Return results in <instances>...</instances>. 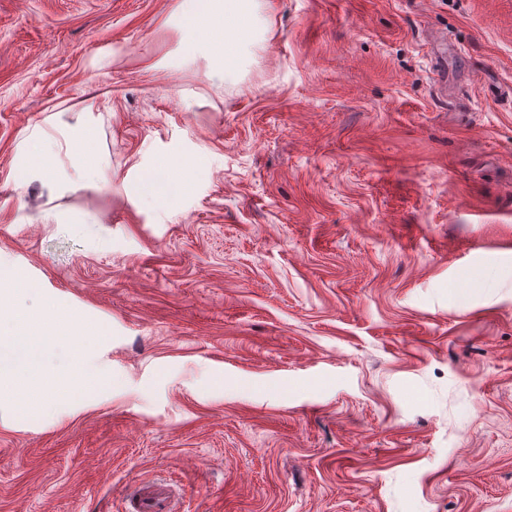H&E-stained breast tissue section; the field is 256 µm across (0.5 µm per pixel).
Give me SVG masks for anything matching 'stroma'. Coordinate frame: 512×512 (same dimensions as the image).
<instances>
[{"label":"stroma","mask_w":512,"mask_h":512,"mask_svg":"<svg viewBox=\"0 0 512 512\" xmlns=\"http://www.w3.org/2000/svg\"><path fill=\"white\" fill-rule=\"evenodd\" d=\"M182 2L0 0V281L112 376L0 418V512H512V0H263L232 83ZM42 132L100 186L24 181ZM169 162L162 161L156 172L144 183L140 190V202L148 208H162L171 195V185L166 174ZM131 507L130 512H172V501L164 491L152 489L140 493Z\"/></svg>","instance_id":"35a3bbf8"}]
</instances>
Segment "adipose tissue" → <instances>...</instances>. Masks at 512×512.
<instances>
[{"label": "adipose tissue", "instance_id": "obj_1", "mask_svg": "<svg viewBox=\"0 0 512 512\" xmlns=\"http://www.w3.org/2000/svg\"><path fill=\"white\" fill-rule=\"evenodd\" d=\"M257 4L258 0H189L183 12L189 51L214 56L224 79L233 78L235 64L229 48L243 49L265 40L255 23ZM21 166L24 179L30 182L91 188L103 163L85 137H71L63 145L39 133L26 141Z\"/></svg>", "mask_w": 512, "mask_h": 512}]
</instances>
